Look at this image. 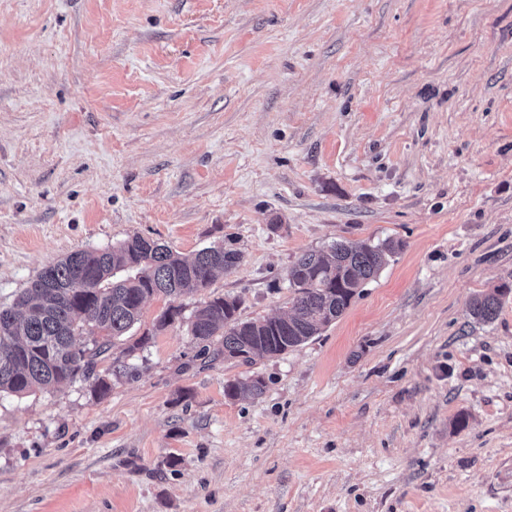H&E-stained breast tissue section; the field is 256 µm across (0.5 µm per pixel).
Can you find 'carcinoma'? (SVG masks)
Instances as JSON below:
<instances>
[{"label": "carcinoma", "mask_w": 512, "mask_h": 512, "mask_svg": "<svg viewBox=\"0 0 512 512\" xmlns=\"http://www.w3.org/2000/svg\"><path fill=\"white\" fill-rule=\"evenodd\" d=\"M402 249L391 239L334 241L325 251H308L288 268L294 289L291 312L285 317L243 321L236 297L213 296L191 319L192 336L209 351L224 331V359L252 362L254 356H279L298 347L339 318L367 282ZM240 260L235 249L208 248L182 259L169 248L140 236L112 248L76 251L45 268L18 296L16 306H0V392L26 394L56 387L94 373L98 359L139 321L144 301L164 295L172 301L157 319V328L172 324L181 308L179 297L209 287L215 273ZM504 286L473 296L470 317L491 323L500 313ZM99 328L103 340L93 349L77 345L78 337ZM261 378L235 380L225 386L231 398L258 397Z\"/></svg>", "instance_id": "carcinoma-1"}]
</instances>
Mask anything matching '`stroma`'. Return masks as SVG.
Instances as JSON below:
<instances>
[{
	"label": "stroma",
	"mask_w": 512,
	"mask_h": 512,
	"mask_svg": "<svg viewBox=\"0 0 512 512\" xmlns=\"http://www.w3.org/2000/svg\"><path fill=\"white\" fill-rule=\"evenodd\" d=\"M135 235L242 260L108 391L0 393V512H512V292L467 313L512 288V0H0V306ZM387 239L319 336L200 355L210 297L278 317L302 252ZM511 292L506 286L495 288L492 292L473 296L468 303L470 317L477 323H491L500 313L502 298ZM264 383L261 378L235 380L225 386V393L231 398L258 397L263 393Z\"/></svg>",
	"instance_id": "stroma-1"
}]
</instances>
